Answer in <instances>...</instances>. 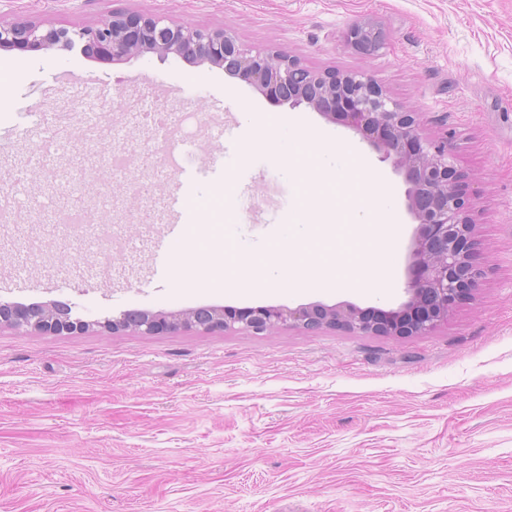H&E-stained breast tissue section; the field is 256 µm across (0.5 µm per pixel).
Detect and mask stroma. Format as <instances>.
Instances as JSON below:
<instances>
[{"mask_svg": "<svg viewBox=\"0 0 512 512\" xmlns=\"http://www.w3.org/2000/svg\"><path fill=\"white\" fill-rule=\"evenodd\" d=\"M223 29L246 48L274 47L315 69L364 73L425 134L449 137L477 197V239L489 271L475 296L429 332L393 337L342 328L271 333L100 331L127 310L181 312L342 302L398 307L417 231L407 185L368 144L403 231L389 288L239 290L151 272L150 241L168 217L160 198L183 163L220 154L232 178L227 216L243 251L260 252L299 205L287 169L249 147L244 115L292 116L332 136L349 129L314 110L270 101L223 69L135 56L112 64L52 48L0 49V175L67 207L48 187L37 146L77 105L73 142L54 165L89 151L162 140L141 111L173 104L181 136L156 161L149 195L121 213L87 167L85 205L125 238L108 273L93 242L57 226L0 227V301L68 304L91 330L44 334L0 327V512H512V0H0V20L76 32L114 10ZM373 20L382 45L344 47ZM101 134L88 148L85 127Z\"/></svg>", "mask_w": 512, "mask_h": 512, "instance_id": "1", "label": "stroma"}]
</instances>
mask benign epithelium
Here are the masks:
<instances>
[{
    "label": "benign epithelium",
    "mask_w": 512,
    "mask_h": 512,
    "mask_svg": "<svg viewBox=\"0 0 512 512\" xmlns=\"http://www.w3.org/2000/svg\"><path fill=\"white\" fill-rule=\"evenodd\" d=\"M78 40L83 52L112 62L153 54L222 68L269 99L294 108L304 105L352 130L404 174L407 208L418 224L406 281L407 300L396 309L367 311L351 303L243 310L216 307L145 312L135 324L123 315L105 320L101 327L114 333L131 329L145 335L235 327L264 334L288 324L309 331L339 326L365 334L412 336L447 321L455 303L480 287L487 270L479 261L473 236L476 200L467 192L464 176L457 173L448 143L428 138L420 113L405 111L368 75L313 71L276 49L254 54L224 30L175 24L159 16L114 12L74 37L66 28L44 31L36 23L0 22L1 49L26 52L59 46L71 50ZM342 41L366 54L381 46L380 34L370 24L352 25ZM2 324L52 334L85 332L90 327L72 317L68 308L54 303L35 308L0 302Z\"/></svg>",
    "instance_id": "7a95c632"
}]
</instances>
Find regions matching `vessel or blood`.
I'll list each match as a JSON object with an SVG mask.
<instances>
[{
    "label": "vessel or blood",
    "instance_id": "b4317fda",
    "mask_svg": "<svg viewBox=\"0 0 512 512\" xmlns=\"http://www.w3.org/2000/svg\"><path fill=\"white\" fill-rule=\"evenodd\" d=\"M202 174L193 168H182L173 187L162 198V208L170 216L164 232L151 244V261L155 273L169 274L170 257L167 243L175 237L186 236L189 226L187 217L191 207L193 191Z\"/></svg>",
    "mask_w": 512,
    "mask_h": 512
}]
</instances>
